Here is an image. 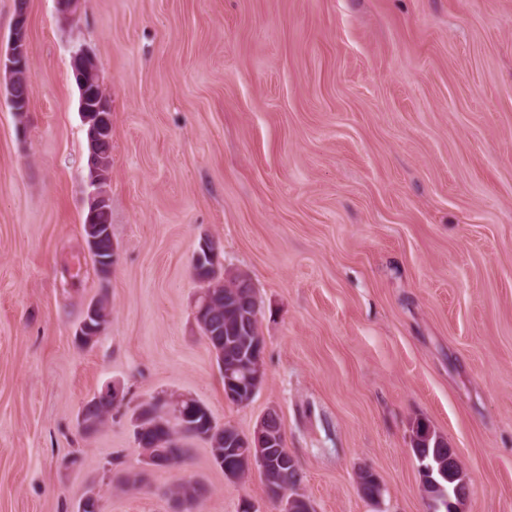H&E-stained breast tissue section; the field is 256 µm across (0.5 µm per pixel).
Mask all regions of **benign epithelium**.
<instances>
[{
  "label": "benign epithelium",
  "mask_w": 512,
  "mask_h": 512,
  "mask_svg": "<svg viewBox=\"0 0 512 512\" xmlns=\"http://www.w3.org/2000/svg\"><path fill=\"white\" fill-rule=\"evenodd\" d=\"M26 9H20L14 18L6 57L0 56V91H5L12 110L26 112L30 96H20L17 89L21 85H31V74L28 66V23ZM72 75L79 92V110L84 126L91 142L104 140V136L112 135V106L110 97L104 92L100 79L99 68L95 57L85 49L75 51L71 56ZM103 154H92L90 167V186L93 190L88 199L87 246L94 248L99 241V230L112 210L111 197L99 192L97 173L104 166ZM204 253H195L192 271L196 280L207 283L214 275L224 274V281H234V286L224 290V294L237 298H253L254 309L260 307V295L256 294V286L251 277L221 266L219 245L210 238L201 239ZM212 292H199L194 304V317L201 324L208 325L214 306ZM266 378L263 355L227 366L225 373L226 391L224 397L238 406L247 405L252 395L260 389ZM124 399L123 389L117 383H108L97 393L95 398L87 402L79 416V427L82 432L90 433L98 427L96 411L100 408H112ZM192 397L184 395L178 399L163 396L151 401L148 408L152 416H160L169 423V427L181 430L187 426L192 416H209L208 410L200 403L190 407ZM235 445L251 449L250 461L258 462L262 467L264 478L269 483L278 481L280 467L295 463V457L288 449L280 413L277 408H269L257 421L252 432L237 436ZM279 512H312L308 499L291 493L290 490H278Z\"/></svg>",
  "instance_id": "7a95c632"
}]
</instances>
